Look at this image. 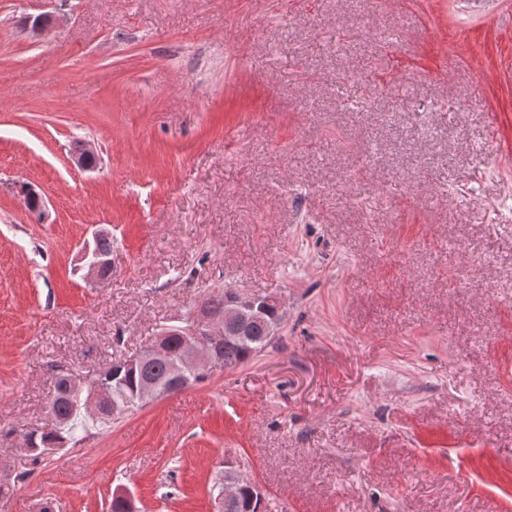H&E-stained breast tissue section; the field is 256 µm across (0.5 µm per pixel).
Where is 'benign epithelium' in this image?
Returning <instances> with one entry per match:
<instances>
[{
    "label": "benign epithelium",
    "instance_id": "1",
    "mask_svg": "<svg viewBox=\"0 0 512 512\" xmlns=\"http://www.w3.org/2000/svg\"><path fill=\"white\" fill-rule=\"evenodd\" d=\"M54 23L53 16L39 14L25 18L22 30L31 39L40 38ZM99 157L96 148L89 142L83 144L82 151L71 154V162L82 171L97 168L95 159ZM18 195L22 198L33 197L39 203L38 219L47 221L50 218L42 195L31 185H19ZM84 260L87 267V279L91 283L102 284L112 274V256L99 254L96 249L84 250ZM229 301L224 306V316H213L208 310V299H203L195 307L192 315L181 325L165 326L157 334L155 341L148 345L141 353L129 359V363L140 367H153L164 360L169 354V338L178 335L181 337L184 352L183 364L174 366L169 374L160 379L155 375H147L142 380L138 399L142 404L164 397L170 393L171 388L180 382L183 367L190 366L195 370L221 369L220 361L215 355V347L226 336H243L260 319L263 309L268 305L282 306L279 299L271 295L240 292L229 290ZM70 385L79 391L86 392L84 407L93 414H100L106 410L110 402L108 382L105 371H100L94 388L88 390L85 379L68 374ZM240 477L234 466L230 463L224 465V494L217 498V503L224 509L231 508L227 495L233 492Z\"/></svg>",
    "mask_w": 512,
    "mask_h": 512
}]
</instances>
